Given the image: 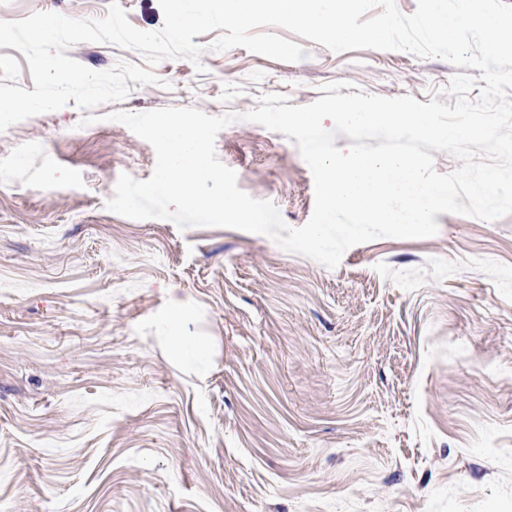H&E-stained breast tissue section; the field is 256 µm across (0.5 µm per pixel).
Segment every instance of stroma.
Segmentation results:
<instances>
[{
  "label": "stroma",
  "instance_id": "obj_1",
  "mask_svg": "<svg viewBox=\"0 0 512 512\" xmlns=\"http://www.w3.org/2000/svg\"><path fill=\"white\" fill-rule=\"evenodd\" d=\"M109 2L0 0V21ZM217 37L97 123L71 103L0 132V512H512V215L440 213L436 235L358 244L330 270L259 234L106 207L120 174L156 163L110 112L307 105L333 81L452 105L457 67L305 38L290 63ZM215 148L241 190L309 220L313 176L284 134L241 120ZM177 304L203 366L157 329Z\"/></svg>",
  "mask_w": 512,
  "mask_h": 512
}]
</instances>
